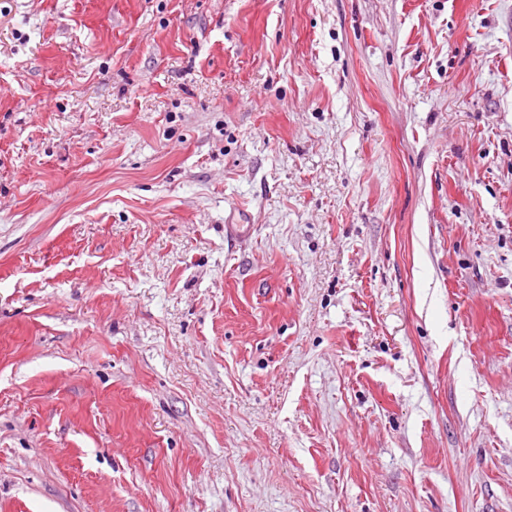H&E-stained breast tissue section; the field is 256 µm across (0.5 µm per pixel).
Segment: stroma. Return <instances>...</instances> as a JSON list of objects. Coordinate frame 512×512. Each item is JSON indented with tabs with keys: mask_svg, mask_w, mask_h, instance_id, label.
<instances>
[{
	"mask_svg": "<svg viewBox=\"0 0 512 512\" xmlns=\"http://www.w3.org/2000/svg\"><path fill=\"white\" fill-rule=\"evenodd\" d=\"M0 512H512V0H0Z\"/></svg>",
	"mask_w": 512,
	"mask_h": 512,
	"instance_id": "stroma-1",
	"label": "stroma"
}]
</instances>
